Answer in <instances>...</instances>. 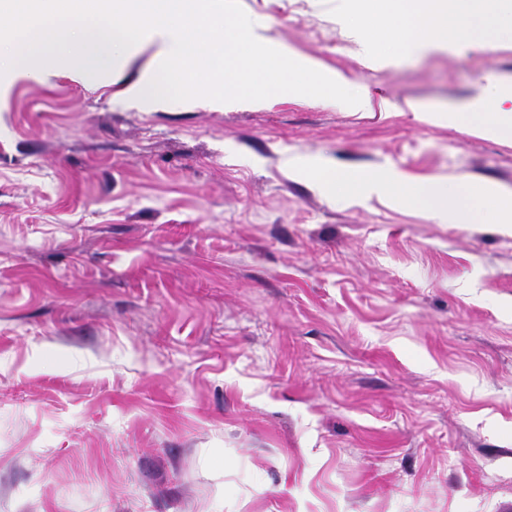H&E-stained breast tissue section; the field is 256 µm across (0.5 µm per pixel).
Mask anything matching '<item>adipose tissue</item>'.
I'll return each instance as SVG.
<instances>
[{
    "instance_id": "1",
    "label": "adipose tissue",
    "mask_w": 512,
    "mask_h": 512,
    "mask_svg": "<svg viewBox=\"0 0 512 512\" xmlns=\"http://www.w3.org/2000/svg\"><path fill=\"white\" fill-rule=\"evenodd\" d=\"M378 13L391 18L400 46L412 54L452 49L463 33L483 29L512 39V0H499L489 13H473V0H411L402 12L398 0H375ZM448 121L464 124L469 133L512 142V80H493L492 89L470 111H449ZM321 183L333 196H400L422 206L434 218L451 224L512 226V194L487 182L457 177L416 180L396 171L377 174L327 168Z\"/></svg>"
}]
</instances>
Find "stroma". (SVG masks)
Masks as SVG:
<instances>
[{
  "instance_id": "35a3bbf8",
  "label": "stroma",
  "mask_w": 512,
  "mask_h": 512,
  "mask_svg": "<svg viewBox=\"0 0 512 512\" xmlns=\"http://www.w3.org/2000/svg\"><path fill=\"white\" fill-rule=\"evenodd\" d=\"M240 4L369 108L119 98L150 45L0 82V512H512V232L311 171L512 192V145L407 107L512 78V42L379 67L336 0Z\"/></svg>"
}]
</instances>
